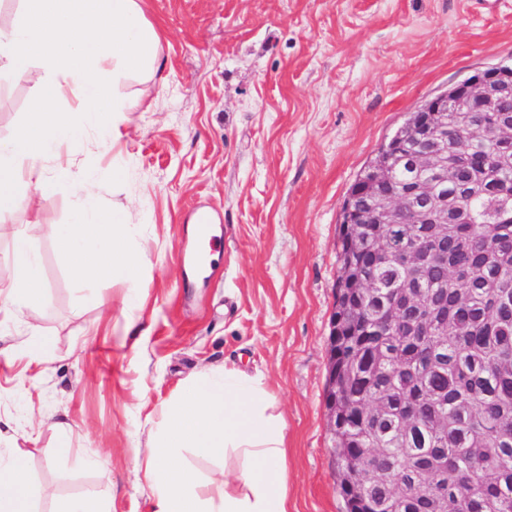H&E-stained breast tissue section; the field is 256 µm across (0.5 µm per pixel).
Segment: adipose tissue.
<instances>
[{"instance_id":"obj_1","label":"adipose tissue","mask_w":512,"mask_h":512,"mask_svg":"<svg viewBox=\"0 0 512 512\" xmlns=\"http://www.w3.org/2000/svg\"><path fill=\"white\" fill-rule=\"evenodd\" d=\"M162 54L160 32L138 0H22L17 21L0 27V62L18 77L34 62L45 74L31 120L0 139V222L11 216L23 191L35 218L59 190L79 197L82 207L72 222L44 225L43 233L78 285L106 279L127 288L131 320L148 271L131 207L118 201L110 213L99 214L97 182L75 170L73 156L89 133L105 140L126 121L122 107L106 96V76L155 77ZM66 90L77 103L62 110L57 101ZM13 256L16 281L0 309L36 314L44 288L40 256L26 234H16ZM285 430L262 376L216 367L184 380L163 404L145 452L135 460L151 490V512H290ZM11 440L0 430V445ZM184 448L225 462L209 492H200L196 473L183 464ZM98 473L95 494L60 497L32 482L24 452L11 447L0 457V512H39V502L47 499L53 512H112V481L106 468Z\"/></svg>"}]
</instances>
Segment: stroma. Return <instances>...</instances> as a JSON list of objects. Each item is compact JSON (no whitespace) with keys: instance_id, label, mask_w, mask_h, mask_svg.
<instances>
[{"instance_id":"1","label":"stroma","mask_w":512,"mask_h":512,"mask_svg":"<svg viewBox=\"0 0 512 512\" xmlns=\"http://www.w3.org/2000/svg\"><path fill=\"white\" fill-rule=\"evenodd\" d=\"M140 4L162 34L163 69L107 85L128 120L114 142L89 135L74 164L96 173L99 212L118 199L137 212L151 264L142 318L128 327L121 284L78 286L18 203L0 223V289L25 231L42 257L50 361L41 372L24 354L0 357V425L18 432L35 483L93 491L89 461L100 459L112 512H150L135 458L153 419L182 380L234 366L264 376L284 414L297 512H345L325 404L342 206L423 102L512 65V0ZM43 77L37 64L21 78L0 72V138L29 119ZM200 206L224 230L204 277L180 260ZM59 421L71 430L65 457Z\"/></svg>"}]
</instances>
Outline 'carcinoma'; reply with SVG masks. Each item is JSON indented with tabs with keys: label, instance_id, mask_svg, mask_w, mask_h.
Returning <instances> with one entry per match:
<instances>
[{
	"label": "carcinoma",
	"instance_id": "carcinoma-1",
	"mask_svg": "<svg viewBox=\"0 0 512 512\" xmlns=\"http://www.w3.org/2000/svg\"><path fill=\"white\" fill-rule=\"evenodd\" d=\"M466 166L441 193L458 199L457 182L483 176L512 186V164L484 131L461 139ZM460 200V199H458ZM490 197L460 200L469 224L448 225V264L424 268L371 249L391 242L386 224L355 232L343 244L337 288L357 290L359 319L344 320L336 297V435L339 486L346 512H507L512 509V201L502 224H487ZM408 289L444 300L448 335L383 336L381 300ZM392 470L386 483L365 466Z\"/></svg>",
	"mask_w": 512,
	"mask_h": 512
}]
</instances>
